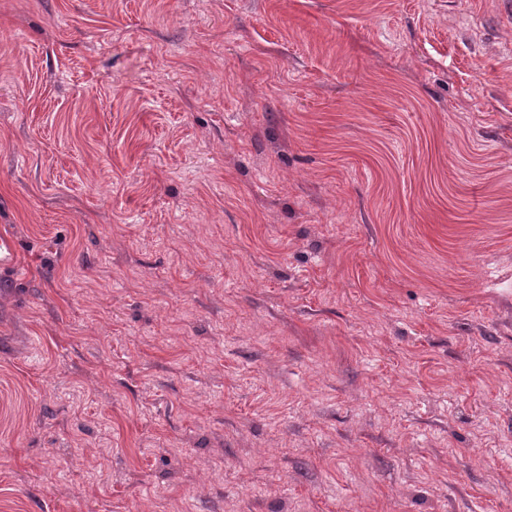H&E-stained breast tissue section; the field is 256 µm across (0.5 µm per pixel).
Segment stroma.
I'll list each match as a JSON object with an SVG mask.
<instances>
[{"label":"stroma","mask_w":512,"mask_h":512,"mask_svg":"<svg viewBox=\"0 0 512 512\" xmlns=\"http://www.w3.org/2000/svg\"><path fill=\"white\" fill-rule=\"evenodd\" d=\"M0 512H512V0H0Z\"/></svg>","instance_id":"stroma-1"}]
</instances>
